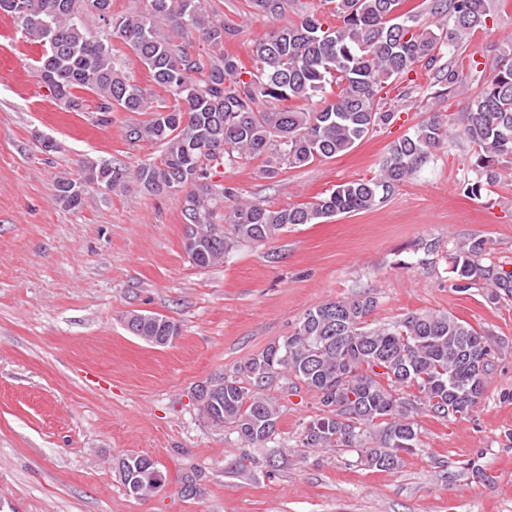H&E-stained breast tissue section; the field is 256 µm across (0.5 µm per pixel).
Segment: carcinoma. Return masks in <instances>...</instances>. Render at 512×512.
Segmentation results:
<instances>
[{"label": "carcinoma", "mask_w": 512, "mask_h": 512, "mask_svg": "<svg viewBox=\"0 0 512 512\" xmlns=\"http://www.w3.org/2000/svg\"><path fill=\"white\" fill-rule=\"evenodd\" d=\"M145 2L142 11L114 17L104 10L112 0H0V15L41 46L39 77L62 108H92L100 124L119 111L148 115L137 131L127 127L126 138L155 142L162 154L139 165L134 177L153 195L168 194L175 185L185 192L184 248L202 268L222 263L241 242L263 244L296 224L372 209L450 133L436 116L423 121L391 144L377 175L288 208L242 198L235 188L212 181L213 168L262 157L263 172L272 178L284 168L348 152L393 119L378 99L383 85L422 64L438 67L453 87L460 70L441 63L443 49L486 29L493 18L492 0H433V13L452 21L451 28L434 30L419 22L422 11L411 0H323L336 18L330 25L305 3L298 20L254 42L252 72L228 52L194 50L196 40L219 48L240 34L239 27L210 13L205 0ZM293 2L247 0L246 6L279 20ZM95 16L110 30L93 35L89 22ZM113 37L129 46L173 104L156 105L151 89L116 68ZM85 91L94 105L87 104ZM460 123L477 173L464 192L478 197L500 182L503 163L512 160V36L494 49L486 86ZM126 178V169L90 160L76 177L57 181L56 199L76 209L87 188L114 191ZM487 255L485 239L460 242L446 256L449 280L456 289H484L496 304L512 298V269L486 262ZM377 303L361 294L307 310L290 335L224 374V398L207 404L206 415L246 445L284 458L276 445L280 407L263 390L287 374L314 392L322 411L303 428L301 446L352 450L370 468L397 467L402 454L417 448L418 417L472 410V361L485 357L484 383L495 350L484 334L447 312L372 323L368 316ZM129 317L137 323V337L148 343L167 335L165 316Z\"/></svg>", "instance_id": "1"}]
</instances>
